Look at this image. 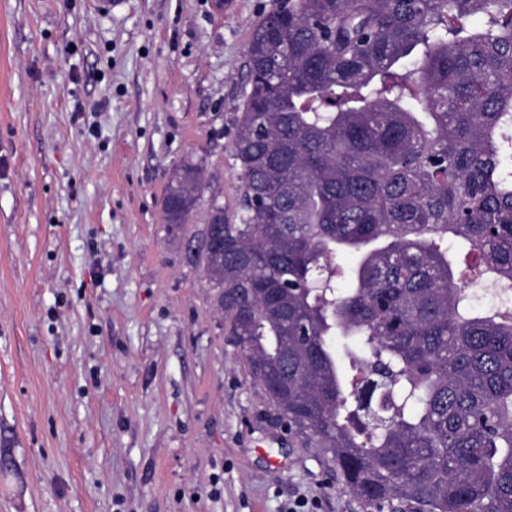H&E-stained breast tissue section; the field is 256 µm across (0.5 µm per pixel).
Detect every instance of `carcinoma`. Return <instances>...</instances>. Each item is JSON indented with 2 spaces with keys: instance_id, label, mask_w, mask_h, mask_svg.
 <instances>
[{
  "instance_id": "obj_1",
  "label": "carcinoma",
  "mask_w": 512,
  "mask_h": 512,
  "mask_svg": "<svg viewBox=\"0 0 512 512\" xmlns=\"http://www.w3.org/2000/svg\"><path fill=\"white\" fill-rule=\"evenodd\" d=\"M246 54L240 209L188 262L250 376L374 512H512V305L461 287L512 283V0H273Z\"/></svg>"
}]
</instances>
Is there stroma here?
Segmentation results:
<instances>
[{
  "label": "stroma",
  "instance_id": "1",
  "mask_svg": "<svg viewBox=\"0 0 512 512\" xmlns=\"http://www.w3.org/2000/svg\"><path fill=\"white\" fill-rule=\"evenodd\" d=\"M272 0H0V512H368L277 420L183 232L239 210ZM206 186L203 167L193 161H183L176 166L164 197V220L172 229L181 230L203 197ZM188 187L199 190L196 197L186 195Z\"/></svg>",
  "mask_w": 512,
  "mask_h": 512
}]
</instances>
